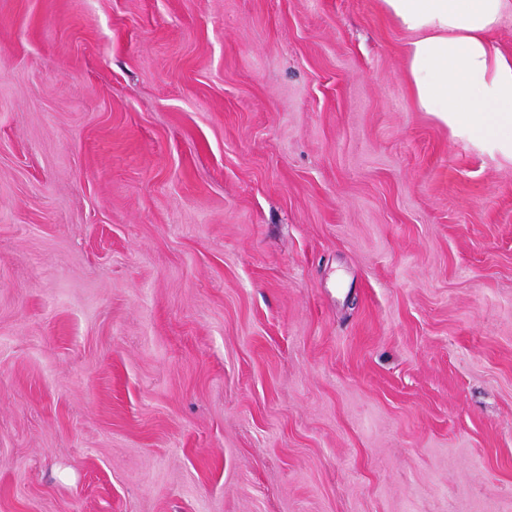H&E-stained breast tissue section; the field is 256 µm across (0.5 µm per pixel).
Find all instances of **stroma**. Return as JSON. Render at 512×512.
I'll return each mask as SVG.
<instances>
[{"mask_svg":"<svg viewBox=\"0 0 512 512\" xmlns=\"http://www.w3.org/2000/svg\"><path fill=\"white\" fill-rule=\"evenodd\" d=\"M380 0H0V512H512V161Z\"/></svg>","mask_w":512,"mask_h":512,"instance_id":"35a3bbf8","label":"stroma"}]
</instances>
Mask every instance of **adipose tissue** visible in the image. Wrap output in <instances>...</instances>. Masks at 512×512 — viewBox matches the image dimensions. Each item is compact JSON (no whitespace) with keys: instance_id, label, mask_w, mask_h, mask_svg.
Wrapping results in <instances>:
<instances>
[{"instance_id":"1","label":"adipose tissue","mask_w":512,"mask_h":512,"mask_svg":"<svg viewBox=\"0 0 512 512\" xmlns=\"http://www.w3.org/2000/svg\"><path fill=\"white\" fill-rule=\"evenodd\" d=\"M407 37L418 111L512 159V50L494 38L512 0H381Z\"/></svg>"}]
</instances>
